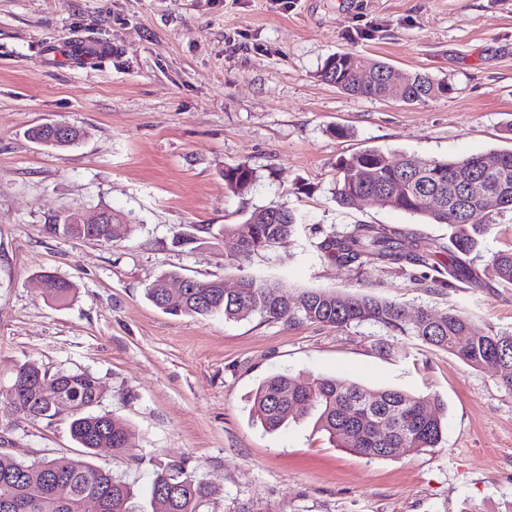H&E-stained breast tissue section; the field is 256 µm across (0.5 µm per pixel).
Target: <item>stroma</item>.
Returning <instances> with one entry per match:
<instances>
[{"label": "stroma", "instance_id": "1", "mask_svg": "<svg viewBox=\"0 0 512 512\" xmlns=\"http://www.w3.org/2000/svg\"><path fill=\"white\" fill-rule=\"evenodd\" d=\"M353 51L447 80V95L406 105L356 98L324 83L332 54ZM81 128L51 149L27 132ZM379 148L447 159L512 150V0H0V387L16 364L85 370L100 412L134 433L129 456L94 463L133 482L150 512L155 471L182 460L209 485L208 512H505L512 503V393L406 334L253 317L172 316L146 297L160 274L278 280L367 291L417 308H456L512 331V288H436V269L349 271L317 244L349 224L417 232L446 266L448 227L366 200L334 199L336 163ZM257 181L234 193L226 167ZM282 204L301 219L289 240L229 263L223 240L177 246L186 224H238ZM109 209L131 224L104 244L55 236L66 211ZM512 248V214H492L479 255ZM76 286L57 303L44 273ZM389 337L391 351L376 341ZM328 376L395 388L447 407L437 447L367 459L334 447L314 415L266 431L251 414L266 377ZM0 436L21 458L78 456L67 415L0 410Z\"/></svg>", "mask_w": 512, "mask_h": 512}]
</instances>
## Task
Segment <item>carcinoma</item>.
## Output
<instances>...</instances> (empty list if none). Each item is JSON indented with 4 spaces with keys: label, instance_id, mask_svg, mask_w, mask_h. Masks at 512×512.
Wrapping results in <instances>:
<instances>
[{
    "label": "carcinoma",
    "instance_id": "1",
    "mask_svg": "<svg viewBox=\"0 0 512 512\" xmlns=\"http://www.w3.org/2000/svg\"><path fill=\"white\" fill-rule=\"evenodd\" d=\"M347 66L326 59L322 80L336 89L366 99L388 98L393 66L347 51ZM371 74L366 84L356 81L353 69ZM452 90L445 80L409 74L397 93L402 102L413 104L440 97ZM487 158L495 165H484ZM336 202L348 208L364 194H378L389 207L451 230L448 276L459 283L474 279L468 256L477 251L480 237L487 231V212L466 205L468 185L476 184L487 194L505 198L504 208L512 209V151H491L465 158L422 159L403 153L369 149L339 159L336 163ZM224 181L234 192H244L256 181V172L242 162L224 170ZM111 224H86L76 212L64 214L48 225L50 233L102 243L117 238L123 217L109 213ZM299 224L297 214L282 205L253 210L240 224H187L173 237V243H197L209 236L229 243L228 260L239 266L256 252L291 237ZM323 256L350 271L367 265L398 264L426 267L432 254L420 238L385 225L351 224L325 235L320 243ZM490 281L512 286V249L494 253L485 269ZM46 297L64 302L75 285L57 275L45 273ZM234 296L224 294L221 279H192L191 288L174 309L173 315L210 316L222 314L231 321L259 316L267 321L311 322L346 328L370 323L388 332H406L423 345L445 350L475 369H496L501 382L512 392V332L495 331L479 325L468 314L451 310L433 312L420 309L415 319L406 320L401 304L358 291L341 294L312 289L303 293L300 305L282 285L268 278L245 274ZM465 336L461 345L457 337ZM48 380L60 385L79 409L70 414V431L85 449L86 458L56 457L27 461L10 452H0V512H82L81 504L94 496L101 512H133L130 484L121 476L90 461L99 448L115 455L133 447V434L122 421L96 413L102 390L87 371L59 370L47 375L37 364L25 362L15 367L9 385L0 391V404L30 419H52L61 413L55 403L44 399L38 384ZM314 412L322 431L336 446L369 459H385L397 448H434L442 438L446 407L441 401L393 389H370L356 382L333 377H302L279 374L265 378L258 386L252 415L268 432L278 430L288 419ZM389 424V433L376 431V424ZM59 479L70 488L64 503L54 493L52 481ZM209 496L208 484L188 471L183 462H173L154 473L150 487L151 512H201Z\"/></svg>",
    "mask_w": 512,
    "mask_h": 512
}]
</instances>
